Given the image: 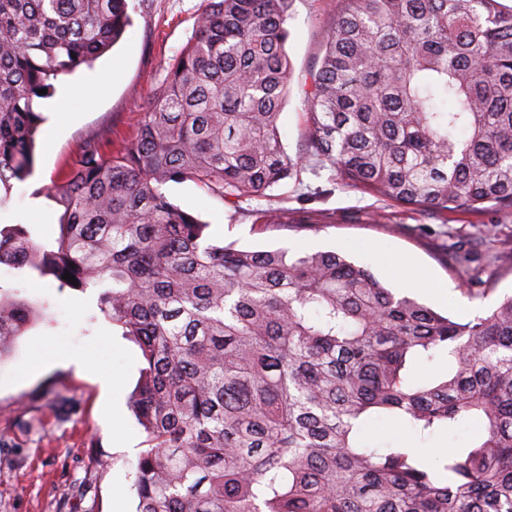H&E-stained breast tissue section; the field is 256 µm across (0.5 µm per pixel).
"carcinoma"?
<instances>
[{
    "instance_id": "1",
    "label": "carcinoma",
    "mask_w": 512,
    "mask_h": 512,
    "mask_svg": "<svg viewBox=\"0 0 512 512\" xmlns=\"http://www.w3.org/2000/svg\"><path fill=\"white\" fill-rule=\"evenodd\" d=\"M291 2L204 0L136 138L109 158L85 146L48 188L57 236L0 228V266L100 289L139 346L136 512H512V295L455 321L341 253L213 241L161 191L190 180L234 204L312 160L404 208L511 210L512 7L338 0L301 83L312 138L294 159ZM130 21L129 0H0V204L34 172V102ZM47 308L0 285V359ZM438 354L443 372L416 382ZM379 418L414 439L374 444ZM463 423L466 450L417 451Z\"/></svg>"
}]
</instances>
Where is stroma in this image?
<instances>
[{"label":"stroma","mask_w":512,"mask_h":512,"mask_svg":"<svg viewBox=\"0 0 512 512\" xmlns=\"http://www.w3.org/2000/svg\"><path fill=\"white\" fill-rule=\"evenodd\" d=\"M203 0H130L132 25L92 66L60 76L36 149V168L0 206V228L21 224L43 240L58 233V206L41 187L59 179L88 143L109 155L132 140L148 98L192 36ZM337 0H293L287 53L294 83L281 114L289 155L310 136L299 83L319 55ZM120 63L108 91L90 99L75 87L95 86ZM171 202L198 216L216 241L289 253L347 254L389 287L459 319L484 312L512 293V210L440 219L382 200L363 187L332 182L329 171L302 170L265 197L238 204L186 181L162 188ZM284 210L288 221L266 224L258 210ZM471 251L488 293L467 294L468 277L451 258ZM0 283L22 284L24 296L48 304L46 316L0 361V512H134L132 465L145 434L130 407L142 366L139 347L98 308V292L59 289L51 277L17 280L0 267ZM92 358L101 372L84 371ZM36 404L33 426L23 407ZM119 424H112V411Z\"/></svg>","instance_id":"obj_1"}]
</instances>
